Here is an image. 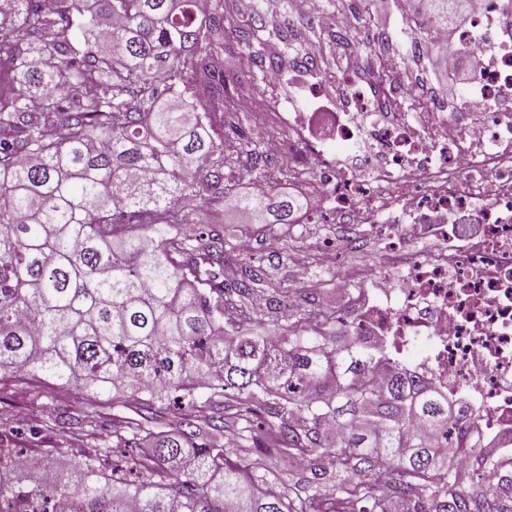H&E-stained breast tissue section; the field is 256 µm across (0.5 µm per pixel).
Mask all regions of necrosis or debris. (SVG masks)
I'll return each mask as SVG.
<instances>
[{"label":"necrosis or debris","instance_id":"4bbe7bcc","mask_svg":"<svg viewBox=\"0 0 512 512\" xmlns=\"http://www.w3.org/2000/svg\"><path fill=\"white\" fill-rule=\"evenodd\" d=\"M420 55L466 56L470 86L444 104L422 93L415 74L388 77L381 65L318 73V47L299 54L269 86L287 85L279 120L310 164L329 214L371 225L379 251L353 238L325 245L358 291L350 325L383 348L390 364L422 377L466 414L482 448L458 470L512 487V0H477L467 25L443 32L435 17L407 14ZM418 109L401 111L405 100Z\"/></svg>","mask_w":512,"mask_h":512}]
</instances>
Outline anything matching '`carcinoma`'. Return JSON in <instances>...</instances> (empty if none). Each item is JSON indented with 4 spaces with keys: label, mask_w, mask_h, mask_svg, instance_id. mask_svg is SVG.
<instances>
[{
    "label": "carcinoma",
    "mask_w": 512,
    "mask_h": 512,
    "mask_svg": "<svg viewBox=\"0 0 512 512\" xmlns=\"http://www.w3.org/2000/svg\"><path fill=\"white\" fill-rule=\"evenodd\" d=\"M0 20V373L132 391L112 445L51 484L0 448V512H512L464 491L460 410L360 336L327 345L336 308L271 313L274 265L231 261L233 231L187 226L224 197L295 224L303 200L236 194L224 173L226 58L268 59L224 0H10ZM80 38L82 55L73 50ZM310 316L322 326L308 330ZM89 402L79 431L107 414ZM162 424L171 431H157ZM233 426L241 445L224 442ZM284 476L237 461L261 431ZM153 455H127V434Z\"/></svg>",
    "instance_id": "cac0c4a2"
}]
</instances>
